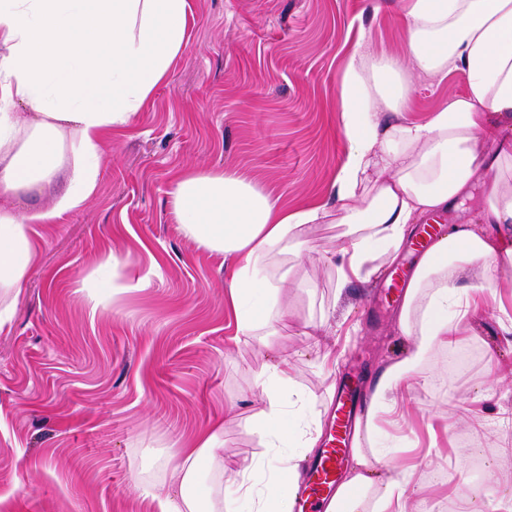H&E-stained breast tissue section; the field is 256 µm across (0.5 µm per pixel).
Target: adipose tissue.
I'll return each mask as SVG.
<instances>
[{
    "mask_svg": "<svg viewBox=\"0 0 512 512\" xmlns=\"http://www.w3.org/2000/svg\"><path fill=\"white\" fill-rule=\"evenodd\" d=\"M400 53L349 55L340 112L349 143L327 197L296 209L230 168L194 167L170 192L174 223L232 267L226 297L242 336L284 311L283 267L300 257L310 224L345 225L335 254L337 287L367 279L376 257L397 258L416 220L458 207L475 184L485 192L475 224H453L420 256L398 313L411 339L402 360L384 366L366 423V445L336 492L331 512H408L409 475L376 449L380 415L396 411L404 381L421 377L428 354L451 346L469 298L498 287L512 264V0H402ZM189 0H0V329L38 259L35 224H54L95 194L101 146L129 123L165 82L186 47ZM453 71L464 94L412 120L408 76ZM56 203L21 207L43 194L62 168ZM288 356L257 378L262 407L253 429L266 456L229 471L217 452L223 421L202 430L165 466L164 478L137 483L160 512H292L304 449L289 418H301Z\"/></svg>",
    "mask_w": 512,
    "mask_h": 512,
    "instance_id": "adipose-tissue-1",
    "label": "adipose tissue"
}]
</instances>
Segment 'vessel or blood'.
<instances>
[{"label":"vessel or blood","instance_id":"vessel-or-blood-1","mask_svg":"<svg viewBox=\"0 0 512 512\" xmlns=\"http://www.w3.org/2000/svg\"><path fill=\"white\" fill-rule=\"evenodd\" d=\"M409 271L394 268L382 288V296L397 302L403 295ZM370 393L359 372L346 373L336 382L334 411L320 448L308 459L298 488L294 512H328L339 486L353 444L355 427L366 415Z\"/></svg>","mask_w":512,"mask_h":512}]
</instances>
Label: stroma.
<instances>
[{
  "label": "stroma",
  "instance_id": "obj_1",
  "mask_svg": "<svg viewBox=\"0 0 512 512\" xmlns=\"http://www.w3.org/2000/svg\"><path fill=\"white\" fill-rule=\"evenodd\" d=\"M186 49L151 102L110 134L98 188L58 223L37 225L36 264L0 331V512H157L138 480L160 481L179 448L236 404L224 462L265 455L245 419L257 411L256 374L288 354L296 389L324 411L337 379L402 359L409 340L397 308L371 305L368 287L413 256L376 260L368 282L336 300L329 262L289 261L287 326L235 342L224 304L231 265L186 236L170 215L174 177L230 167L288 208L327 195L348 142L340 121L345 59L357 45L398 53L406 31L397 0H189ZM466 78L416 79L409 112L421 117ZM119 258L146 287L106 293L97 267ZM319 346L306 340L319 312ZM512 290L485 293L455 343L403 384L407 418L393 430L392 463L415 466L410 512H459L481 493L512 505ZM332 352L335 366L321 357Z\"/></svg>",
  "mask_w": 512,
  "mask_h": 512
}]
</instances>
